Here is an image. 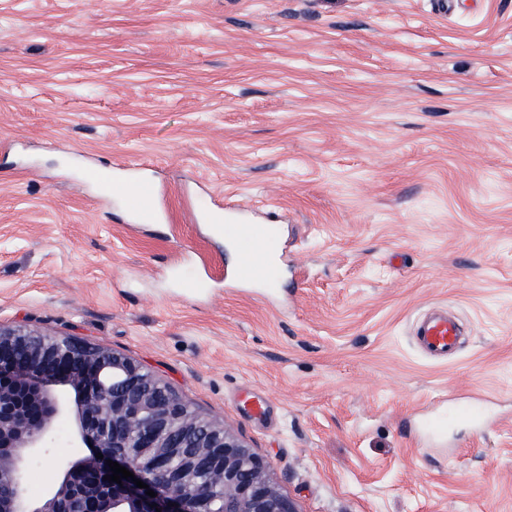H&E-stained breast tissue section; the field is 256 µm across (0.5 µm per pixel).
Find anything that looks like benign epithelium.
<instances>
[{
    "mask_svg": "<svg viewBox=\"0 0 512 512\" xmlns=\"http://www.w3.org/2000/svg\"><path fill=\"white\" fill-rule=\"evenodd\" d=\"M66 422L68 441L90 456L48 446ZM109 460L134 478L105 480ZM43 461L56 479L34 497L27 472ZM87 472L96 480H81ZM203 473L219 494L200 485ZM0 512L297 510L244 442L140 363L74 337L0 326Z\"/></svg>",
    "mask_w": 512,
    "mask_h": 512,
    "instance_id": "7a95c632",
    "label": "benign epithelium"
}]
</instances>
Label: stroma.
I'll return each mask as SVG.
<instances>
[{
  "label": "stroma",
  "mask_w": 512,
  "mask_h": 512,
  "mask_svg": "<svg viewBox=\"0 0 512 512\" xmlns=\"http://www.w3.org/2000/svg\"><path fill=\"white\" fill-rule=\"evenodd\" d=\"M132 162L173 222L81 178ZM0 325L146 365L298 512H512V0H0ZM217 232L224 231L237 250V261L230 277L240 283L250 284L274 281L269 255L277 254L280 241L273 224H226L224 228L215 225ZM415 336L420 349L428 356L448 360V354L460 346L461 330L454 319L434 313L416 324Z\"/></svg>",
  "instance_id": "obj_1"
}]
</instances>
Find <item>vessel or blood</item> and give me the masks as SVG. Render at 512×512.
I'll return each instance as SVG.
<instances>
[{
    "label": "vessel or blood",
    "mask_w": 512,
    "mask_h": 512,
    "mask_svg": "<svg viewBox=\"0 0 512 512\" xmlns=\"http://www.w3.org/2000/svg\"><path fill=\"white\" fill-rule=\"evenodd\" d=\"M113 191L124 198L138 219L145 222L165 220L159 211L154 186L147 181L131 178L114 184ZM223 231L237 250V261L230 276L234 281L250 284L270 283L274 280L270 256L278 252L280 241L270 224H228ZM420 349L436 359H447L460 346L461 330L458 323L447 315L434 313L415 326Z\"/></svg>",
    "instance_id": "vessel-or-blood-1"
}]
</instances>
